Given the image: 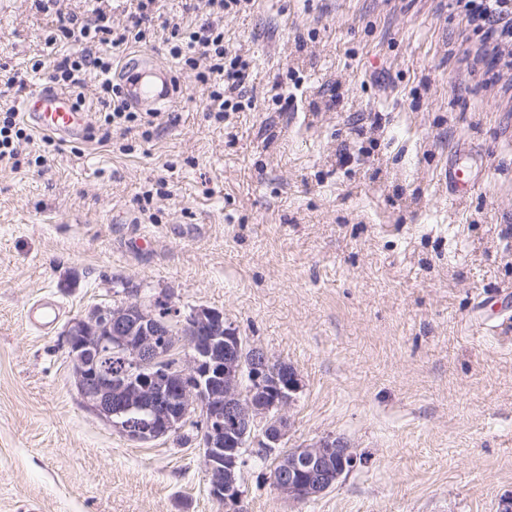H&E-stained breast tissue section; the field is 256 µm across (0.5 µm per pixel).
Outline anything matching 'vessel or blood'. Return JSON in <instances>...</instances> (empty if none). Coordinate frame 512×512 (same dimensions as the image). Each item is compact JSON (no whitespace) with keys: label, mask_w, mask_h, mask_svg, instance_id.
<instances>
[{"label":"vessel or blood","mask_w":512,"mask_h":512,"mask_svg":"<svg viewBox=\"0 0 512 512\" xmlns=\"http://www.w3.org/2000/svg\"><path fill=\"white\" fill-rule=\"evenodd\" d=\"M121 89L127 102L143 112H161L175 94L172 73L144 50L126 54L119 67ZM24 118L37 130L72 141L81 139L88 125V114L77 108L72 97L50 88L39 91L21 105ZM60 306L42 297L27 307L26 321L37 328L53 325Z\"/></svg>","instance_id":"obj_1"}]
</instances>
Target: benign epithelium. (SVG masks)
I'll list each match as a JSON object with an SVG mask.
<instances>
[{
	"label": "benign epithelium",
	"instance_id": "7a95c632",
	"mask_svg": "<svg viewBox=\"0 0 512 512\" xmlns=\"http://www.w3.org/2000/svg\"><path fill=\"white\" fill-rule=\"evenodd\" d=\"M84 404L127 440L148 443L198 428L210 495L225 512H243L235 471L248 465L250 443L273 454L288 435L287 409L296 373L277 367L262 348L240 357L241 339L223 313L174 305L156 316L139 302L99 306L64 330ZM177 353L176 363L167 355ZM116 357V371L105 360ZM362 458L340 437L292 448L277 457L275 488L305 502L334 488Z\"/></svg>",
	"mask_w": 512,
	"mask_h": 512
}]
</instances>
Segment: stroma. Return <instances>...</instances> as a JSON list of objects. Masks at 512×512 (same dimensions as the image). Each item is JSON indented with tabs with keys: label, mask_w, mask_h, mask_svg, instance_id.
I'll return each mask as SVG.
<instances>
[{
	"label": "stroma",
	"mask_w": 512,
	"mask_h": 512,
	"mask_svg": "<svg viewBox=\"0 0 512 512\" xmlns=\"http://www.w3.org/2000/svg\"><path fill=\"white\" fill-rule=\"evenodd\" d=\"M467 4L254 0L224 17L251 110L211 121L178 71L151 141L0 164V512H224L198 439L130 442L77 391L66 322L129 301L222 312L298 375L285 448L331 434L364 459L294 503L250 457L247 512L512 499V337L476 309L512 289V38ZM54 18L10 0L0 66L46 58ZM44 295L65 310L47 333L24 320Z\"/></svg>",
	"instance_id": "stroma-1"
}]
</instances>
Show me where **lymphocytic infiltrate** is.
I'll list each match as a JSON object with an SVG mask.
<instances>
[{
	"label": "lymphocytic infiltrate",
	"instance_id": "f902f5d3",
	"mask_svg": "<svg viewBox=\"0 0 512 512\" xmlns=\"http://www.w3.org/2000/svg\"><path fill=\"white\" fill-rule=\"evenodd\" d=\"M157 0H137L135 13L125 24L116 26L103 9H94L92 17L56 9V29L46 39L47 46L57 41L79 44V51L56 60L35 61L31 70L43 73L51 87L62 88L83 103L88 79H95L97 100L101 105L88 126L85 139L107 146L115 131L129 132L149 128L151 115L136 112L128 105L120 87L112 80V69L119 51L150 43L156 32ZM251 0H205V19L170 28L166 43L170 56L181 69L196 73L198 83L207 92L205 110L215 122H223L225 113L240 112L246 107L245 83L249 64L224 39V27L219 20L227 13L246 11ZM32 135L14 108H0V163L20 168L28 165L44 169L49 156L59 149L54 138L41 140L38 154L21 160L20 146L31 141Z\"/></svg>",
	"mask_w": 512,
	"mask_h": 512
}]
</instances>
